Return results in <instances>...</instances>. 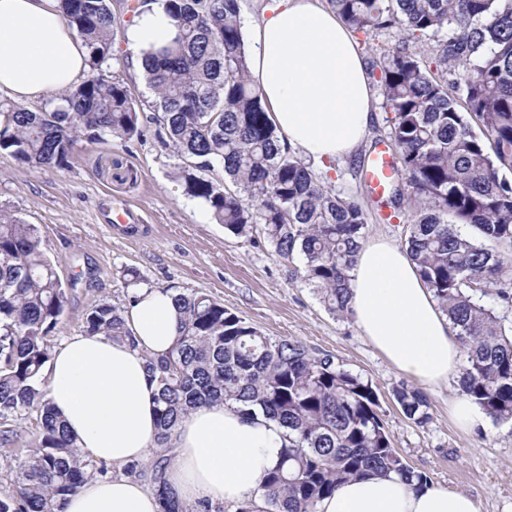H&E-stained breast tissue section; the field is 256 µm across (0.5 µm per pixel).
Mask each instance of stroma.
<instances>
[{
  "mask_svg": "<svg viewBox=\"0 0 512 512\" xmlns=\"http://www.w3.org/2000/svg\"><path fill=\"white\" fill-rule=\"evenodd\" d=\"M112 11L116 49L103 70L143 107H151L154 94L121 50L131 15L123 0H112ZM181 165L158 143L151 124L127 143L78 137L68 167L58 170L0 154V208L38 225L45 252L70 287L71 302L53 333V346L82 332L92 304L127 306L132 290L125 272L131 268L146 288L211 294L264 334L331 354L342 368L369 380L398 452L430 483L467 493L479 512H512V423L491 421L483 431L460 433L448 418L454 391L445 387L425 391L432 416L427 426L407 420L393 397L402 375L361 335L354 319L337 318L324 307L305 280L302 256H279L258 232L228 233L175 181ZM314 172L333 192L363 198L365 239L403 243L407 213L381 220L366 196L358 156ZM122 204L134 211V223H111L112 207Z\"/></svg>",
  "mask_w": 512,
  "mask_h": 512,
  "instance_id": "1",
  "label": "stroma"
}]
</instances>
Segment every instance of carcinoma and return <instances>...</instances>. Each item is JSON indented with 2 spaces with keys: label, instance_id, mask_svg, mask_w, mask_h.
Returning <instances> with one entry per match:
<instances>
[{
  "label": "carcinoma",
  "instance_id": "cac0c4a2",
  "mask_svg": "<svg viewBox=\"0 0 512 512\" xmlns=\"http://www.w3.org/2000/svg\"><path fill=\"white\" fill-rule=\"evenodd\" d=\"M177 27L168 46L145 57L156 96L149 122L158 142L185 160L175 172L190 196L234 235L260 228L284 258L304 260L306 281L328 311L344 318L350 272L363 241L361 202L325 188L311 167L280 144L254 89L239 0H167ZM356 33L397 28L398 44L374 64L399 180L394 212L411 211L405 246L440 309L459 328L461 392L495 421H512V320L483 303L512 306V0H330ZM60 9L99 71L52 107L0 110V153L47 169L68 166L77 136L129 142L143 135L144 113L127 88L100 73L112 55V0H60ZM451 29L438 66L466 68L464 104L454 86L427 70L409 42ZM228 183L197 175L214 166ZM178 337L146 359L165 452L196 405L235 402L285 430L278 462L261 481L260 502L236 512H316L343 482L396 476L420 488L428 476L408 465L380 416L371 383L332 355L263 334L202 292L176 293ZM70 292L42 248L39 228L0 209V447L16 495L0 512H63L66 498L108 465L82 458L52 412L42 383L52 333ZM85 333L136 347L125 310L108 303L84 315ZM403 416L431 420L419 390L393 391ZM36 411L35 446L15 448L17 423ZM163 456L150 481L159 512H224L199 500L189 509L166 480Z\"/></svg>",
  "mask_w": 512,
  "mask_h": 512
}]
</instances>
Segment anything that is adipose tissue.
Instances as JSON below:
<instances>
[{
  "mask_svg": "<svg viewBox=\"0 0 512 512\" xmlns=\"http://www.w3.org/2000/svg\"><path fill=\"white\" fill-rule=\"evenodd\" d=\"M176 34L166 0H148L125 31L135 67ZM250 79L282 143L315 162L346 158L365 141L374 113L366 63L348 28L321 0H276L247 27ZM87 50L58 0H0V92L15 101L50 97L76 83ZM126 323L137 345L77 334L53 353L47 399L80 452L112 465L108 480L88 481L63 512H158L154 493L122 476L148 456L156 434L155 404L145 372L178 335L171 291L140 289ZM349 307L362 334L404 377L427 388L461 372L458 330L440 310L406 249L386 238L362 243L350 279ZM166 479L181 502L234 504L259 497L277 462L284 431L230 404L198 406L172 437ZM317 512H478L465 493L429 485L415 490L397 477L366 476L337 487Z\"/></svg>",
  "mask_w": 512,
  "mask_h": 512,
  "instance_id": "obj_1",
  "label": "adipose tissue"
}]
</instances>
